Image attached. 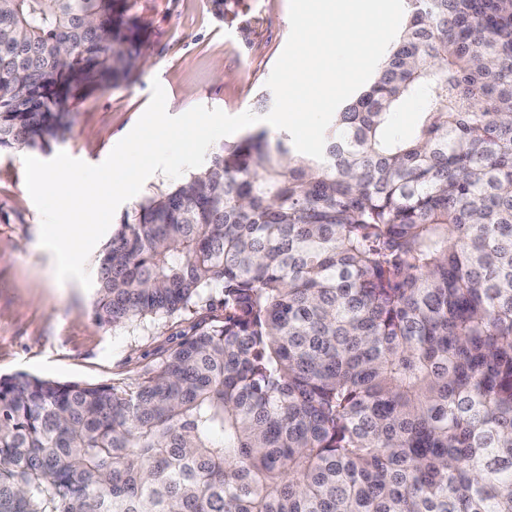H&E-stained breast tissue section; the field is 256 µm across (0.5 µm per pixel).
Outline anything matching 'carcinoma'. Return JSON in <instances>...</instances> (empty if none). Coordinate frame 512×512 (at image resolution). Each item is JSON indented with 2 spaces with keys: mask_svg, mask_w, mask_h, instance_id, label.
Instances as JSON below:
<instances>
[{
  "mask_svg": "<svg viewBox=\"0 0 512 512\" xmlns=\"http://www.w3.org/2000/svg\"><path fill=\"white\" fill-rule=\"evenodd\" d=\"M405 3L323 160L248 133L126 214L99 323L221 314L129 383L0 376V512H512V0ZM125 12L0 0V150L130 79ZM426 105V97L423 90H418L409 97L403 106L394 112L391 118V132L399 135L410 131L416 124L418 113Z\"/></svg>",
  "mask_w": 512,
  "mask_h": 512,
  "instance_id": "cac0c4a2",
  "label": "carcinoma"
}]
</instances>
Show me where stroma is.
Masks as SVG:
<instances>
[{"mask_svg": "<svg viewBox=\"0 0 512 512\" xmlns=\"http://www.w3.org/2000/svg\"><path fill=\"white\" fill-rule=\"evenodd\" d=\"M288 11L289 0H128L145 41L144 64L118 87L76 103L63 142L37 159L63 151L102 163L148 106L156 79L173 116L197 105L267 114L273 94L266 81L290 32ZM40 224L22 153L0 151V376L128 383L190 333L186 316L156 326L100 325L93 291L57 282L53 256L39 244Z\"/></svg>", "mask_w": 512, "mask_h": 512, "instance_id": "stroma-1", "label": "stroma"}]
</instances>
